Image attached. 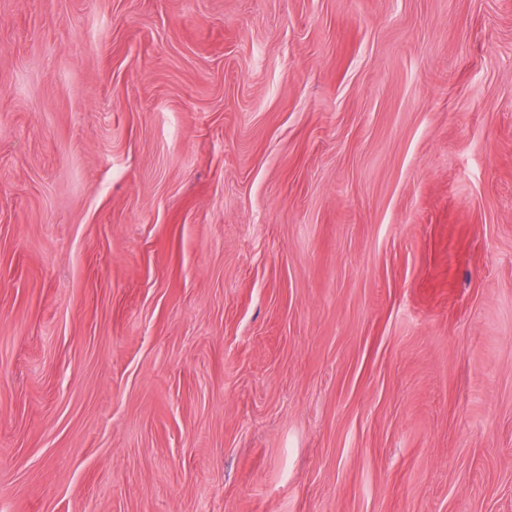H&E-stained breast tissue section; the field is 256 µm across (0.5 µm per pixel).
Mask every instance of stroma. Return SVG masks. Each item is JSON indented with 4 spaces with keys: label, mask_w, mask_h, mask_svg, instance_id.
<instances>
[{
    "label": "stroma",
    "mask_w": 512,
    "mask_h": 512,
    "mask_svg": "<svg viewBox=\"0 0 512 512\" xmlns=\"http://www.w3.org/2000/svg\"><path fill=\"white\" fill-rule=\"evenodd\" d=\"M0 512H512V0H0Z\"/></svg>",
    "instance_id": "stroma-1"
}]
</instances>
